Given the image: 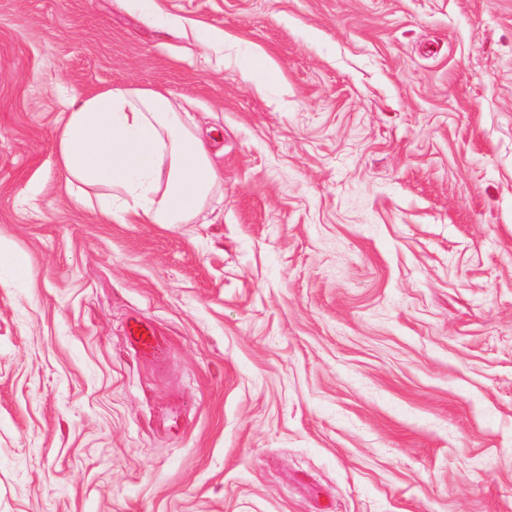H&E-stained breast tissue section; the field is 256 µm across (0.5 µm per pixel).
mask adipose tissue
I'll return each instance as SVG.
<instances>
[{
    "mask_svg": "<svg viewBox=\"0 0 512 512\" xmlns=\"http://www.w3.org/2000/svg\"><path fill=\"white\" fill-rule=\"evenodd\" d=\"M56 150L68 187L111 223H191L221 182L189 112L154 89L74 98Z\"/></svg>",
    "mask_w": 512,
    "mask_h": 512,
    "instance_id": "1",
    "label": "adipose tissue"
}]
</instances>
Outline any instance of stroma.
<instances>
[{
    "mask_svg": "<svg viewBox=\"0 0 512 512\" xmlns=\"http://www.w3.org/2000/svg\"><path fill=\"white\" fill-rule=\"evenodd\" d=\"M159 9L0 0V512H512V0ZM114 86L211 138L198 222L71 194ZM127 339L132 345L136 346L143 352L151 351L155 349L157 345L153 331L149 327L137 321L128 327Z\"/></svg>",
    "mask_w": 512,
    "mask_h": 512,
    "instance_id": "obj_1",
    "label": "stroma"
}]
</instances>
